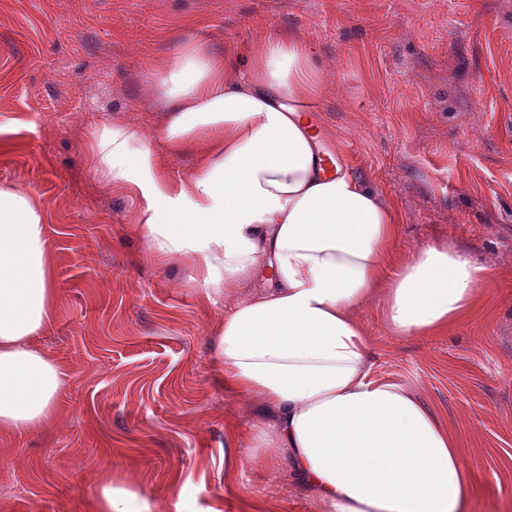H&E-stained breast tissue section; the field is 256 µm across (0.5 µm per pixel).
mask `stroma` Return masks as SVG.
I'll return each instance as SVG.
<instances>
[{
	"label": "stroma",
	"mask_w": 512,
	"mask_h": 512,
	"mask_svg": "<svg viewBox=\"0 0 512 512\" xmlns=\"http://www.w3.org/2000/svg\"><path fill=\"white\" fill-rule=\"evenodd\" d=\"M282 28L327 75L322 145L397 207L399 256L437 243L493 267L486 309L447 335L358 318L375 373L458 435L472 512H512V0H0V186L43 207L58 304L39 344L67 373L57 426L0 441V512H86L105 471L154 512H322L252 458L264 421L213 360L223 301L150 250L137 197L91 159L112 124L165 153L151 60L204 38L243 67Z\"/></svg>",
	"instance_id": "stroma-1"
}]
</instances>
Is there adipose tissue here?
<instances>
[{
  "instance_id": "ef3b65f1",
  "label": "adipose tissue",
  "mask_w": 512,
  "mask_h": 512,
  "mask_svg": "<svg viewBox=\"0 0 512 512\" xmlns=\"http://www.w3.org/2000/svg\"><path fill=\"white\" fill-rule=\"evenodd\" d=\"M232 56L194 39L147 77L166 115V174L150 140L120 125L95 134L96 169L141 199L152 252L191 265L224 297L215 338L224 387L271 417L261 461L285 467L331 512H466L472 475L448 425L400 384L372 374L357 317L376 303L395 336H441L490 293L462 252L399 258L397 208L351 169L327 167L312 123L324 74L303 38L274 30ZM58 301L38 205L0 188V437L48 431L64 366L38 338ZM88 512H151L103 473Z\"/></svg>"
}]
</instances>
